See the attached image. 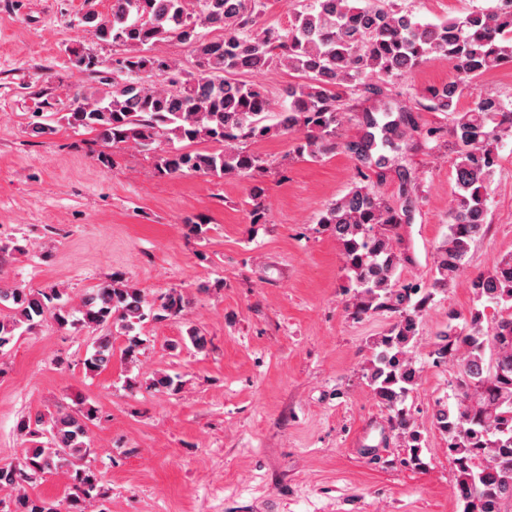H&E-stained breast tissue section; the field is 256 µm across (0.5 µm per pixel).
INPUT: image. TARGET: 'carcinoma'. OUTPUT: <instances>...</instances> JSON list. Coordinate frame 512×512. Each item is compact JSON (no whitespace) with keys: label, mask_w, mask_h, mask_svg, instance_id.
Instances as JSON below:
<instances>
[{"label":"carcinoma","mask_w":512,"mask_h":512,"mask_svg":"<svg viewBox=\"0 0 512 512\" xmlns=\"http://www.w3.org/2000/svg\"><path fill=\"white\" fill-rule=\"evenodd\" d=\"M263 0H111L102 17L88 12L86 31L124 48L116 61L119 76L95 98H84L63 116L72 128L96 133L107 143L151 150L162 141L194 144L208 141L213 150H163L159 171L214 178L253 180L250 188L254 221L265 215L264 189L256 177L268 172L267 160L242 145L272 135L291 141L290 155L316 161L338 147L347 114L346 96L365 81L370 89L392 83L431 58L450 63L453 78L429 90L430 108L452 116L457 154L448 235L434 253L431 288L398 285L396 271L406 260L399 229L412 212V173L398 169L404 205L392 206L371 184L358 183L330 203L317 223L328 227L341 248L350 273L353 295L348 309L359 317L375 311L394 316L391 327L370 342L372 358L365 378L388 410L391 429L410 448L409 462L419 461L423 435L411 422L404 401L416 387L419 370L410 357L411 343L432 289L445 287L461 271L471 245L488 228V187L503 141L512 139V104L478 90L476 81L490 71L512 64V0L463 17L419 23L412 16L378 0H312L292 15L289 27H264L259 18ZM223 32L209 38L208 29ZM176 39L191 47L195 67L185 70L156 52ZM74 66L99 74L101 61L72 50ZM283 67L298 75L287 90L288 105L277 108L265 86L242 82L234 75H258ZM159 72L166 84L149 86L144 73ZM470 97V104L460 100ZM278 111V121L266 124ZM392 109L357 114L360 137L345 145L359 164L372 171L392 164L402 150L410 113ZM471 288L483 308L468 315H448V326L430 351L436 365L454 360L458 366L454 402H440L432 425L448 440V456L457 469V490L463 512H512V255L477 275ZM181 291L172 288L155 307H148L143 289L123 275L69 305L64 293L0 284V354L22 326L32 329L47 318L58 326L80 324L103 329L112 320L127 336L124 360L137 358L141 339L136 329L149 317H177L187 308ZM499 310L492 326L484 324L485 308ZM80 317H74V313ZM463 320V325L456 324ZM113 357L112 334L94 341L84 362L89 372L107 368ZM98 410L86 405L77 412L59 410L22 418L19 431L35 439L20 465L0 467V490H15L66 462L70 469L65 507L19 493L8 512H88L98 490L95 472L84 466L89 424Z\"/></svg>","instance_id":"obj_1"}]
</instances>
